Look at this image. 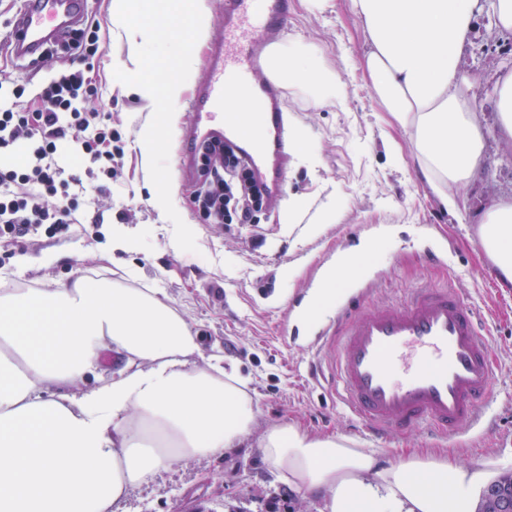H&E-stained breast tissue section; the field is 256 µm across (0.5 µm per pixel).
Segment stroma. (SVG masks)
Masks as SVG:
<instances>
[{
	"mask_svg": "<svg viewBox=\"0 0 512 512\" xmlns=\"http://www.w3.org/2000/svg\"><path fill=\"white\" fill-rule=\"evenodd\" d=\"M113 0H95L101 22L93 78L103 104L112 108V130L120 147L113 161L112 214L87 225L78 236L38 235L22 243L0 241V272L16 288L48 279L60 284L85 276L127 288L164 289L173 306L203 338L217 346L249 378L257 423L295 421L311 435H344L375 449L381 463L405 453H445L463 462L512 455V288L497 284L496 272L477 237L482 211L512 196V142L495 123L494 84L512 70V33L493 25L492 0H481L466 42L461 69L476 76L470 91L485 134L483 172L459 187L465 206L444 212L412 158L405 129L389 125L363 78L366 51L360 25L345 0H289L285 38L313 44L322 65L346 85L343 103L317 104L302 88H283V109L304 144L288 159L287 189L256 212L249 224L206 223L194 203L196 181L170 154L173 204L194 231L197 249L172 248L174 226L157 200L139 145L149 114L145 100L117 81L113 71H132L136 52L111 23ZM301 207L285 222L289 201ZM336 206V220L320 221ZM122 224L133 235L128 252L111 253L107 234ZM375 238L363 257L366 305L400 303L414 288L449 285L486 320L497 368L490 387L489 424L439 437L420 429L384 441L354 427L339 398L309 376L316 349L300 312L339 253ZM440 250L441 264L424 261L425 249ZM127 512H317L310 497L278 481L254 448H235L219 460L174 462L153 482L128 497Z\"/></svg>",
	"mask_w": 512,
	"mask_h": 512,
	"instance_id": "obj_1",
	"label": "stroma"
}]
</instances>
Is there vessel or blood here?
<instances>
[{
  "label": "vessel or blood",
  "instance_id": "1",
  "mask_svg": "<svg viewBox=\"0 0 512 512\" xmlns=\"http://www.w3.org/2000/svg\"><path fill=\"white\" fill-rule=\"evenodd\" d=\"M9 24L17 61L40 64L48 45L87 15L90 0H17ZM288 0H224V30L206 49L208 74L188 99L194 122L180 161L197 170L196 149L219 139L242 156L268 197L284 189L295 149L281 91L266 73L267 49L288 25ZM245 97L254 118L233 106ZM319 342L337 341L315 374L378 439L424 427L441 436L477 426L496 360L476 309L452 288H418L399 304L362 307L342 295L331 318L315 319Z\"/></svg>",
  "mask_w": 512,
  "mask_h": 512
}]
</instances>
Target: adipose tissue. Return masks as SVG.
<instances>
[{"label": "adipose tissue", "mask_w": 512, "mask_h": 512, "mask_svg": "<svg viewBox=\"0 0 512 512\" xmlns=\"http://www.w3.org/2000/svg\"><path fill=\"white\" fill-rule=\"evenodd\" d=\"M478 0H347L366 38L364 74L381 111L411 132L431 193L450 212L484 160L460 68ZM269 70L314 101L343 98L314 45L275 47ZM477 236L512 285V198L489 205ZM249 381L172 306L163 289L0 288V512H122L129 492L173 461L253 444L319 512H474L502 460L413 454L381 464L342 436L298 423L257 429Z\"/></svg>", "instance_id": "obj_1"}]
</instances>
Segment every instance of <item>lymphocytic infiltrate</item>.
<instances>
[{"label": "lymphocytic infiltrate", "mask_w": 512, "mask_h": 512, "mask_svg": "<svg viewBox=\"0 0 512 512\" xmlns=\"http://www.w3.org/2000/svg\"><path fill=\"white\" fill-rule=\"evenodd\" d=\"M70 48L81 68L50 71L35 95L37 109L19 105L25 85L0 94V239L81 232L75 187L85 185L102 196L112 192V115L98 111V89L87 81L99 52L97 26L87 24ZM62 154L76 156L82 174L62 166ZM200 162L196 199L206 221L251 223L266 195L244 165L219 144L204 145Z\"/></svg>", "instance_id": "lymphocytic-infiltrate-1"}]
</instances>
